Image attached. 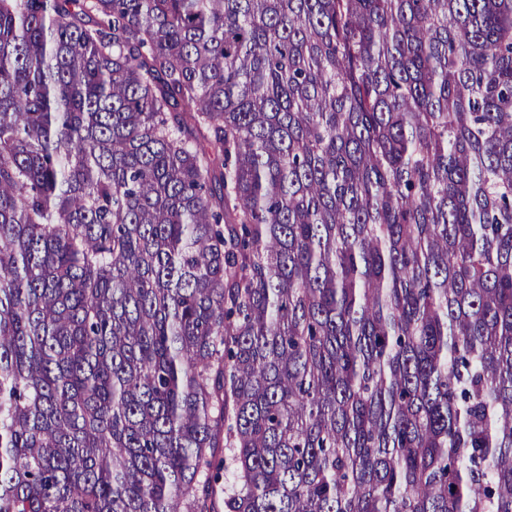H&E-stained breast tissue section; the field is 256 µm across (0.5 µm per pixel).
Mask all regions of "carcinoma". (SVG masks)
Instances as JSON below:
<instances>
[{
  "label": "carcinoma",
  "instance_id": "obj_1",
  "mask_svg": "<svg viewBox=\"0 0 512 512\" xmlns=\"http://www.w3.org/2000/svg\"><path fill=\"white\" fill-rule=\"evenodd\" d=\"M0 512H512V0H0Z\"/></svg>",
  "mask_w": 512,
  "mask_h": 512
}]
</instances>
